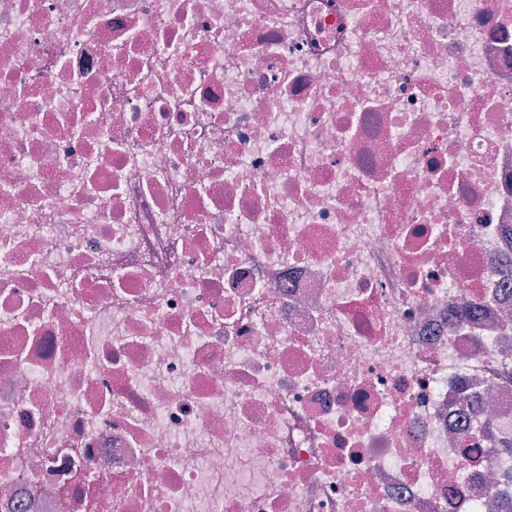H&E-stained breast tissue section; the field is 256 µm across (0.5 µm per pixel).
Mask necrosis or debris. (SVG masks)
<instances>
[{
  "label": "necrosis or debris",
  "mask_w": 512,
  "mask_h": 512,
  "mask_svg": "<svg viewBox=\"0 0 512 512\" xmlns=\"http://www.w3.org/2000/svg\"><path fill=\"white\" fill-rule=\"evenodd\" d=\"M511 255L512 0H0V512L512 503Z\"/></svg>",
  "instance_id": "4bbe7bcc"
}]
</instances>
